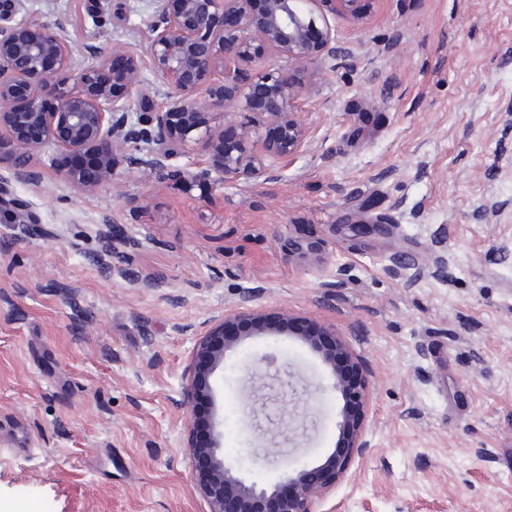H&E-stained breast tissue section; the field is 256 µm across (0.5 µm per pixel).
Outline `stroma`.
<instances>
[{
  "mask_svg": "<svg viewBox=\"0 0 512 512\" xmlns=\"http://www.w3.org/2000/svg\"><path fill=\"white\" fill-rule=\"evenodd\" d=\"M89 46L145 55L157 0H28ZM325 17L296 156L279 176L88 195L11 183L0 213V512H209L185 447L195 344L252 294L359 356L366 455L316 512H512V0H363ZM131 240L100 265L103 219ZM446 264L448 276L433 270ZM152 273L167 293L137 287ZM224 458L272 485L325 463L345 398L294 333L252 336L214 377Z\"/></svg>",
  "mask_w": 512,
  "mask_h": 512,
  "instance_id": "obj_1",
  "label": "stroma"
}]
</instances>
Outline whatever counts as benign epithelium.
Segmentation results:
<instances>
[{
  "label": "benign epithelium",
  "mask_w": 512,
  "mask_h": 512,
  "mask_svg": "<svg viewBox=\"0 0 512 512\" xmlns=\"http://www.w3.org/2000/svg\"><path fill=\"white\" fill-rule=\"evenodd\" d=\"M172 8L157 7L147 22L150 41L147 56L153 72L172 87L165 102L154 103L156 87L145 82L144 61L138 55L103 54L89 48L93 63L80 80L69 84L72 53L60 25L26 19L27 0H0V211L12 214L13 223L29 224L27 208L11 197V182L37 186L42 174L35 160L48 146L65 158L91 156L97 175L86 179L65 163L58 175L84 194H94L120 176L116 159L142 174L158 187L222 186L227 181L248 180L271 173L261 156L247 146L248 129L234 116L249 112L263 118L278 135L264 139V155L286 158L301 152L307 130L294 112L295 103L311 93L300 75L317 59L336 57L341 51L336 37L320 12L324 0H175ZM288 63L286 68L261 66L269 55ZM138 108L136 121L129 112ZM224 112V124L211 125L212 115ZM204 131L202 148L208 162L178 163L186 142ZM107 257L130 258L132 243L105 224ZM243 297L232 313L211 321L201 334L183 391L190 405L200 396L216 408L210 382L224 361V354L239 342L230 338V327L246 322L250 334L282 335L294 319L282 315L276 322L249 306ZM333 337L330 348L316 338L304 340L329 363L336 387L349 382L336 370L330 354H339L357 374L360 361L344 341L327 326H318ZM359 406L345 408L339 423L336 450L321 466L303 468L284 480L260 486L236 476L224 462V434L209 422L206 456L213 482L197 484L210 504V512H258L265 500L279 497L278 512H313L312 505L344 473L349 461L368 449L363 440V406L366 383L359 378Z\"/></svg>",
  "instance_id": "7a95c632"
}]
</instances>
